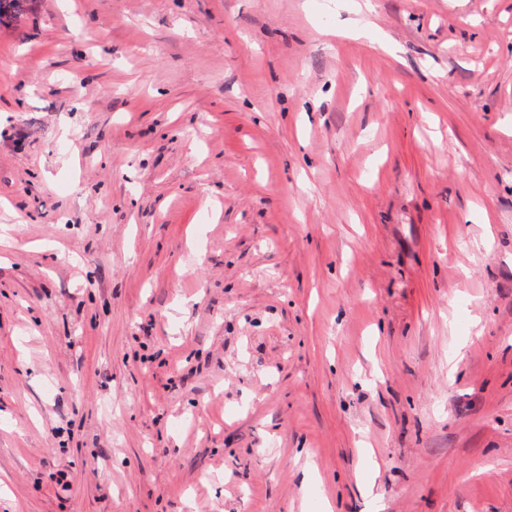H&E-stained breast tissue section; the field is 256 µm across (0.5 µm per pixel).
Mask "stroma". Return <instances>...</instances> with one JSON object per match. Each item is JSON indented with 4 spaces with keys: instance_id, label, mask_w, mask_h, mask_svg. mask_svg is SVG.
<instances>
[{
    "instance_id": "obj_1",
    "label": "stroma",
    "mask_w": 512,
    "mask_h": 512,
    "mask_svg": "<svg viewBox=\"0 0 512 512\" xmlns=\"http://www.w3.org/2000/svg\"><path fill=\"white\" fill-rule=\"evenodd\" d=\"M372 2L0 25V512H512V0Z\"/></svg>"
}]
</instances>
